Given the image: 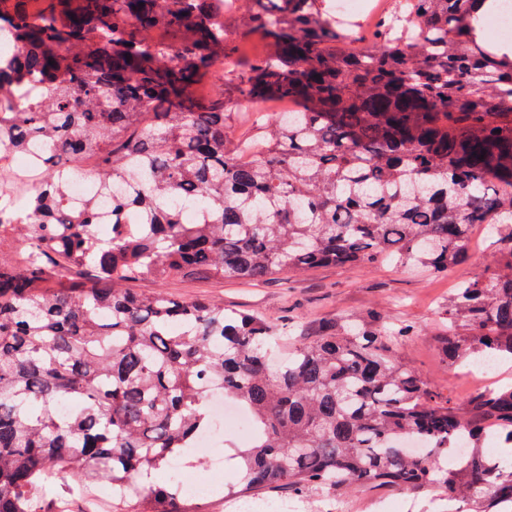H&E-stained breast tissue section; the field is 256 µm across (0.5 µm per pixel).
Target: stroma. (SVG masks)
Instances as JSON below:
<instances>
[{"mask_svg":"<svg viewBox=\"0 0 512 512\" xmlns=\"http://www.w3.org/2000/svg\"><path fill=\"white\" fill-rule=\"evenodd\" d=\"M251 7L224 10V35L231 45L256 56L267 44L250 30ZM468 263L446 275L415 272L391 265L321 266L300 274H275L256 285L233 280L175 276L158 284L133 280L140 292L155 290L184 300L211 298L226 308L244 313H260L279 323H298V335L312 336L322 325L354 318L378 310L390 320L407 321L414 336L397 351L404 366L418 371L431 387L455 402H464L479 384L467 368L446 363L438 351L436 338L444 329L443 313L454 284L472 273L493 267L492 241L483 227H475L470 240ZM349 512H377L378 501L392 504L394 512H446L448 503L440 491L408 493L376 485L347 495Z\"/></svg>","mask_w":512,"mask_h":512,"instance_id":"stroma-1","label":"stroma"}]
</instances>
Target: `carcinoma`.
I'll return each instance as SVG.
<instances>
[{"instance_id": "obj_1", "label": "carcinoma", "mask_w": 512, "mask_h": 512, "mask_svg": "<svg viewBox=\"0 0 512 512\" xmlns=\"http://www.w3.org/2000/svg\"><path fill=\"white\" fill-rule=\"evenodd\" d=\"M34 2L0 12L18 46L0 55V136L40 143L44 162L22 207L0 205V243H25L0 260V512H63L60 475L184 512L154 476L212 426L210 381L253 420L245 449L224 443L232 496L387 484L512 512V387L438 395L396 359L412 325L369 312L276 363L287 325L128 287L388 260L447 274L485 226L499 268L456 283L439 342L451 364L512 362V48L478 36L499 0H402L371 46L345 48L325 0H250L271 51L234 73L238 98L298 109L257 114L266 134L234 142L224 91L193 97L237 64L223 0ZM90 155L110 224L58 181ZM176 197L203 204L194 223Z\"/></svg>"}]
</instances>
